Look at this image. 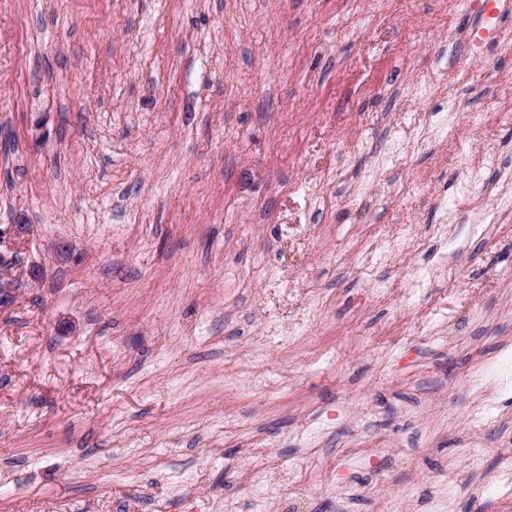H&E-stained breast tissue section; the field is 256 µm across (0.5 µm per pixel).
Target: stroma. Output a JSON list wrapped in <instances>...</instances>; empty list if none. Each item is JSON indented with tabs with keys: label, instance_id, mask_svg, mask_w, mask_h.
Here are the masks:
<instances>
[{
	"label": "stroma",
	"instance_id": "stroma-1",
	"mask_svg": "<svg viewBox=\"0 0 512 512\" xmlns=\"http://www.w3.org/2000/svg\"><path fill=\"white\" fill-rule=\"evenodd\" d=\"M496 29L512 0H0V227L46 269L0 310V512H250L304 427L297 512H504L512 187L479 236L455 188L512 163ZM452 30L478 53L415 98Z\"/></svg>",
	"mask_w": 512,
	"mask_h": 512
}]
</instances>
